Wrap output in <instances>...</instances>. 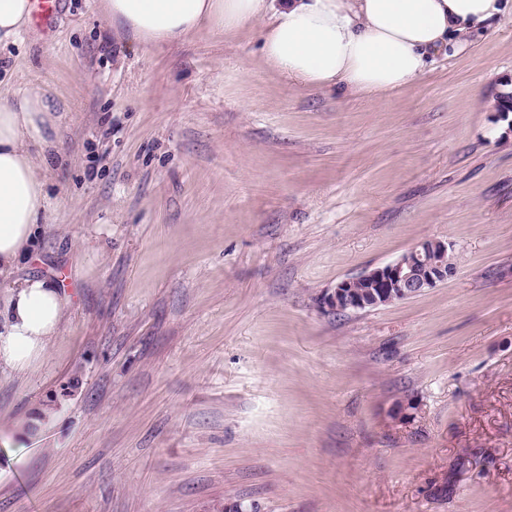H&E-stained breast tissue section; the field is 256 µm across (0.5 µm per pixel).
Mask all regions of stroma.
<instances>
[{"instance_id": "obj_1", "label": "stroma", "mask_w": 512, "mask_h": 512, "mask_svg": "<svg viewBox=\"0 0 512 512\" xmlns=\"http://www.w3.org/2000/svg\"><path fill=\"white\" fill-rule=\"evenodd\" d=\"M260 31L143 46L57 0L0 49V86L69 107L0 299L72 297L0 374L1 424L45 415L0 443V512H512V17L382 98L289 84ZM433 237L447 283L320 307Z\"/></svg>"}]
</instances>
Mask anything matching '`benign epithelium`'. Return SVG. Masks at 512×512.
Here are the masks:
<instances>
[{"label": "benign epithelium", "instance_id": "1", "mask_svg": "<svg viewBox=\"0 0 512 512\" xmlns=\"http://www.w3.org/2000/svg\"><path fill=\"white\" fill-rule=\"evenodd\" d=\"M448 242L428 238L414 244L399 259L361 275L364 289L349 280L336 284L322 297L323 307L336 312H360L412 298L455 277L457 268L448 266Z\"/></svg>", "mask_w": 512, "mask_h": 512}]
</instances>
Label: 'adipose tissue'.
Masks as SVG:
<instances>
[{"label": "adipose tissue", "instance_id": "1", "mask_svg": "<svg viewBox=\"0 0 512 512\" xmlns=\"http://www.w3.org/2000/svg\"><path fill=\"white\" fill-rule=\"evenodd\" d=\"M117 34L149 46L200 29L262 22L265 64L304 88L382 97L414 83L432 52L470 43L505 15L504 0H103ZM63 106L44 91L0 90V273L34 250L47 218L48 157L58 148ZM71 299L46 278L12 288L0 304V372H22L45 355Z\"/></svg>", "mask_w": 512, "mask_h": 512}]
</instances>
